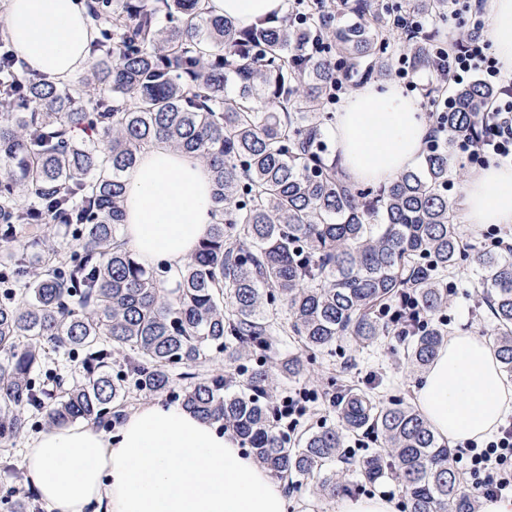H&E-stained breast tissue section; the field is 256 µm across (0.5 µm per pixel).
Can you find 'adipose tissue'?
Listing matches in <instances>:
<instances>
[{"label":"adipose tissue","instance_id":"1","mask_svg":"<svg viewBox=\"0 0 512 512\" xmlns=\"http://www.w3.org/2000/svg\"><path fill=\"white\" fill-rule=\"evenodd\" d=\"M239 26L282 13L285 0H209ZM492 38L512 72V0H491ZM0 34L28 68L65 83L89 59L95 30L82 0H8ZM336 149L351 181L385 184L417 160L429 127L418 102L367 84L342 101ZM470 224H512V166L474 173L463 199ZM124 237L144 264L182 266L215 223L210 172L195 156L157 142L130 173ZM439 438L456 446L491 435L512 410V382L484 338L448 335L416 393ZM26 482L51 512H286L271 480L236 439L185 408L155 400L109 435L79 424L42 433L24 459Z\"/></svg>","mask_w":512,"mask_h":512}]
</instances>
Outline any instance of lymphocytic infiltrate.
Returning <instances> with one entry per match:
<instances>
[{
  "label": "lymphocytic infiltrate",
  "mask_w": 512,
  "mask_h": 512,
  "mask_svg": "<svg viewBox=\"0 0 512 512\" xmlns=\"http://www.w3.org/2000/svg\"><path fill=\"white\" fill-rule=\"evenodd\" d=\"M449 20L464 19L467 39L456 49L447 42H432L430 54L437 75L456 81L473 78L497 89L493 106L481 117L483 134L478 140L462 139L458 158L468 164L512 165V77L503 71L492 51L483 0H448ZM471 487L485 497H512V421L482 441L470 442L461 451Z\"/></svg>",
  "instance_id": "f902f5d3"
}]
</instances>
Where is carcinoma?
Masks as SVG:
<instances>
[{
    "label": "carcinoma",
    "mask_w": 512,
    "mask_h": 512,
    "mask_svg": "<svg viewBox=\"0 0 512 512\" xmlns=\"http://www.w3.org/2000/svg\"><path fill=\"white\" fill-rule=\"evenodd\" d=\"M406 8L448 18V0H331L302 25L287 13L240 28L202 0H86L100 37L74 83L60 88L0 62L1 446L27 430L25 408L45 411L51 428H110L131 383L148 395L178 392L181 406L232 431L289 489L348 495L340 463L369 483L395 478L403 512H477L452 449L400 399L332 387L337 423L293 440L275 422V378L308 372L297 356L272 359L280 336L312 354L339 341L373 347L393 331L383 312L410 302L434 318L448 308L465 261L486 290L493 347L512 377V255L465 242L448 200L449 147L479 138L478 115L496 94L457 86L438 145L375 191L348 180L324 134L338 66L350 90L385 80L392 43L427 76L424 97L444 107L429 29L393 28ZM314 40L324 52L310 56ZM157 141L206 164L219 215L177 270L143 266L122 239L128 176ZM399 323L410 365L426 368L441 328L406 314ZM61 349L79 376L42 381L36 373ZM216 354L246 361L242 384L204 370ZM367 429L383 449L346 455L348 437ZM0 508L39 512L7 497Z\"/></svg>",
    "instance_id": "cac0c4a2"
}]
</instances>
